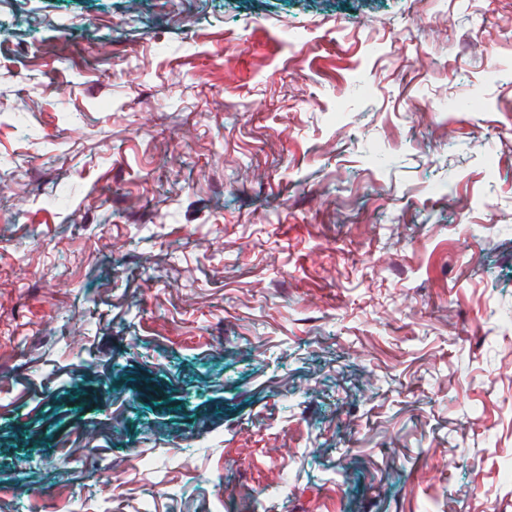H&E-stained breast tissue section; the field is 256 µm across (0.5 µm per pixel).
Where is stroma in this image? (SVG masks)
Returning <instances> with one entry per match:
<instances>
[{"label": "stroma", "mask_w": 512, "mask_h": 512, "mask_svg": "<svg viewBox=\"0 0 512 512\" xmlns=\"http://www.w3.org/2000/svg\"><path fill=\"white\" fill-rule=\"evenodd\" d=\"M0 158V512H512V0H0Z\"/></svg>", "instance_id": "stroma-1"}]
</instances>
